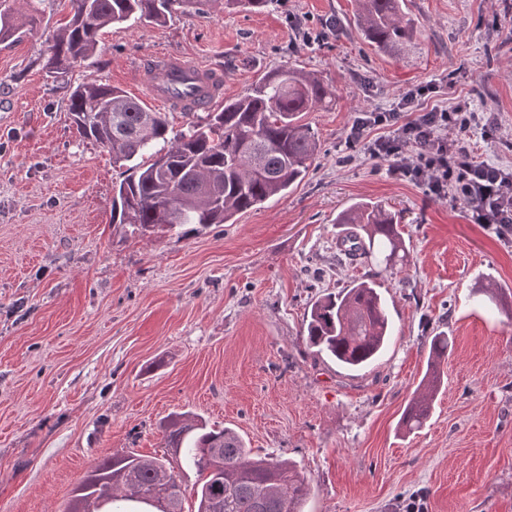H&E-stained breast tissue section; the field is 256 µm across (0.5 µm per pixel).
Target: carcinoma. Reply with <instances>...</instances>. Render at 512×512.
Wrapping results in <instances>:
<instances>
[{
    "label": "carcinoma",
    "instance_id": "obj_1",
    "mask_svg": "<svg viewBox=\"0 0 512 512\" xmlns=\"http://www.w3.org/2000/svg\"><path fill=\"white\" fill-rule=\"evenodd\" d=\"M72 16L47 39L42 68L54 77L70 73L97 49L98 32L131 19L163 26L177 7L211 0H69ZM356 26L379 50L393 54L410 45L415 23L404 0H355ZM20 35L13 16L0 11V42ZM331 92L313 73L283 66L249 92L224 102V109L170 140L162 112H150L125 91L103 83H81L70 100L72 123L83 139L112 154L116 163L147 157L129 167L115 188L112 215L145 234L184 224H226L236 215L284 195L308 172L318 139L299 114L326 105ZM336 223L357 230L340 240L349 257L384 255L391 269L405 251L396 212L378 202L343 210ZM392 336L389 313L374 277L356 279L337 293L317 298L306 319V344L318 355L358 370L385 350ZM448 358V336L430 343L421 392L407 405L403 425L421 427L437 390L438 367ZM166 455L134 452L98 463L73 489L66 512H128L133 505L179 496L183 467L200 477L195 512H302L310 488L296 466L273 455L254 456L231 428L216 429L200 417L169 416L160 423Z\"/></svg>",
    "mask_w": 512,
    "mask_h": 512
}]
</instances>
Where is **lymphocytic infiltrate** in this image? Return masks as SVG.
I'll list each match as a JSON object with an SVG mask.
<instances>
[{
  "instance_id": "f902f5d3",
  "label": "lymphocytic infiltrate",
  "mask_w": 512,
  "mask_h": 512,
  "mask_svg": "<svg viewBox=\"0 0 512 512\" xmlns=\"http://www.w3.org/2000/svg\"><path fill=\"white\" fill-rule=\"evenodd\" d=\"M429 84L417 86L402 98L401 110L370 112L356 119L344 140L341 163L354 162L358 151L386 163L388 175L418 181L427 197L465 205L472 223L512 228V169L478 159L469 147L474 132L490 137L469 102L445 108H421L432 93ZM381 135H374V128Z\"/></svg>"
}]
</instances>
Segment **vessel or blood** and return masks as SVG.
I'll use <instances>...</instances> for the list:
<instances>
[{"mask_svg": "<svg viewBox=\"0 0 512 512\" xmlns=\"http://www.w3.org/2000/svg\"><path fill=\"white\" fill-rule=\"evenodd\" d=\"M136 81L173 112H205L220 97L222 73L201 61L158 54L135 69Z\"/></svg>", "mask_w": 512, "mask_h": 512, "instance_id": "1", "label": "vessel or blood"}]
</instances>
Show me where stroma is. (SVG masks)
I'll list each match as a JSON object with an SVG mask.
<instances>
[{"instance_id":"obj_1","label":"stroma","mask_w":512,"mask_h":512,"mask_svg":"<svg viewBox=\"0 0 512 512\" xmlns=\"http://www.w3.org/2000/svg\"><path fill=\"white\" fill-rule=\"evenodd\" d=\"M355 10L217 0L162 27L129 21L65 81L40 57L68 0H45L35 28L0 43V512H64L96 464L161 453L160 423L187 412L296 463L304 512H400L416 495L428 512H512V313L487 296L512 291V233L369 158L338 162L357 117L432 82L444 104L497 117V138L470 143L512 167V0H406L417 32L399 57L363 39ZM159 53L223 70L228 100L284 65L317 74L336 97L302 116L320 143L305 177L231 224L113 223L123 168L73 129L70 92L97 81L144 100L135 64ZM361 199L399 212L407 265L338 258L336 216ZM371 273L393 336L351 371L306 348V316ZM441 330L452 351L410 432L403 412Z\"/></svg>"}]
</instances>
